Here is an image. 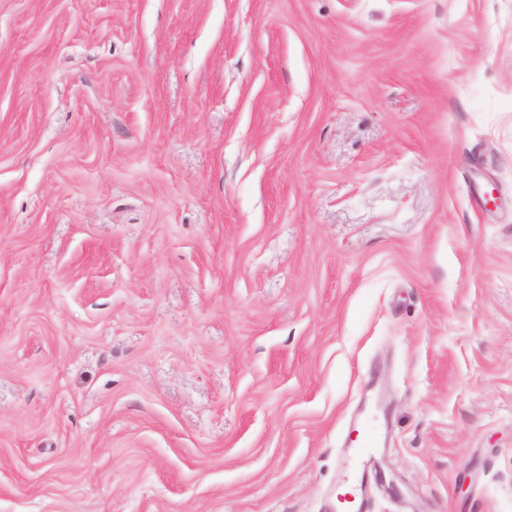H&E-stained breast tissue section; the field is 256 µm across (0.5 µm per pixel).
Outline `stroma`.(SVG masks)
Wrapping results in <instances>:
<instances>
[{"label": "stroma", "instance_id": "stroma-1", "mask_svg": "<svg viewBox=\"0 0 512 512\" xmlns=\"http://www.w3.org/2000/svg\"><path fill=\"white\" fill-rule=\"evenodd\" d=\"M342 482L512 512V0H0V512Z\"/></svg>", "mask_w": 512, "mask_h": 512}]
</instances>
